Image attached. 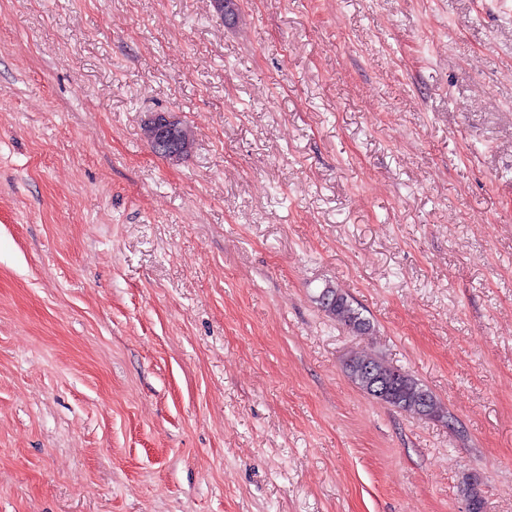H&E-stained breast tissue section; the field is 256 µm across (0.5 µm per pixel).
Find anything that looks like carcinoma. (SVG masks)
Here are the masks:
<instances>
[{
	"label": "carcinoma",
	"mask_w": 512,
	"mask_h": 512,
	"mask_svg": "<svg viewBox=\"0 0 512 512\" xmlns=\"http://www.w3.org/2000/svg\"><path fill=\"white\" fill-rule=\"evenodd\" d=\"M320 309L336 323L356 335H370L373 323L339 289L324 287L317 295ZM343 369L348 378L367 394H372V374L381 377H394L392 391L380 401L407 413L425 415L427 419L446 418L442 403L436 395L419 382L413 375L389 365L379 356L351 354L343 361ZM478 482L468 484L466 499L468 512H486V502L477 489Z\"/></svg>",
	"instance_id": "1"
}]
</instances>
